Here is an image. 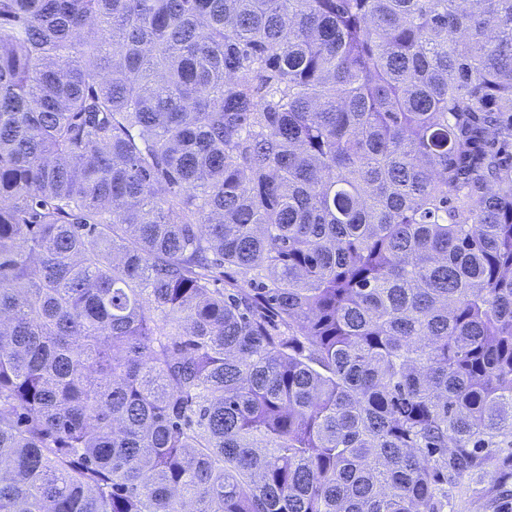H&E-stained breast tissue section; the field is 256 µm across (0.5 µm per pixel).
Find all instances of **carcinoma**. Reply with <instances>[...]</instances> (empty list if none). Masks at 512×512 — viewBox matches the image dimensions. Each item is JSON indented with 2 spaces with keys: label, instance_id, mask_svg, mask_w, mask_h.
I'll list each match as a JSON object with an SVG mask.
<instances>
[{
  "label": "carcinoma",
  "instance_id": "obj_1",
  "mask_svg": "<svg viewBox=\"0 0 512 512\" xmlns=\"http://www.w3.org/2000/svg\"><path fill=\"white\" fill-rule=\"evenodd\" d=\"M511 146L512 0H0V512H445Z\"/></svg>",
  "mask_w": 512,
  "mask_h": 512
}]
</instances>
